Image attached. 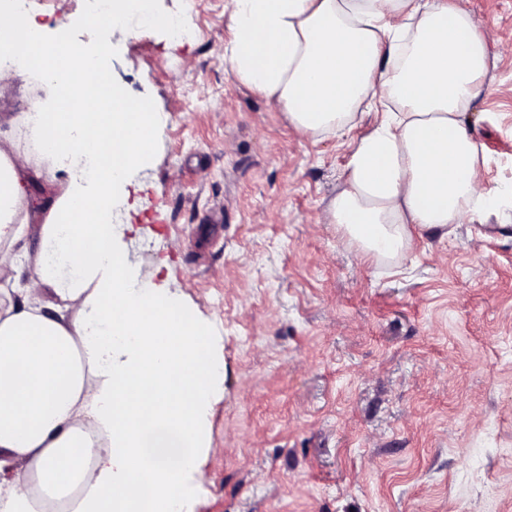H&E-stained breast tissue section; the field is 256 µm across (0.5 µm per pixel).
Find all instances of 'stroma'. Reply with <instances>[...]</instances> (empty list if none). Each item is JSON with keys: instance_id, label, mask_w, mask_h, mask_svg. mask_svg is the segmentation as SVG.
<instances>
[{"instance_id": "35a3bbf8", "label": "stroma", "mask_w": 512, "mask_h": 512, "mask_svg": "<svg viewBox=\"0 0 512 512\" xmlns=\"http://www.w3.org/2000/svg\"><path fill=\"white\" fill-rule=\"evenodd\" d=\"M192 35L131 17L114 37L82 0H42L50 37L103 49L126 97L161 118L120 207L128 261L202 322L224 370L182 512H512V208L414 235L402 273L321 218L353 139L294 132L224 65L231 0H154ZM490 31L465 115L487 184L512 186V0H466ZM46 85L0 83V138L68 174L16 124Z\"/></svg>"}]
</instances>
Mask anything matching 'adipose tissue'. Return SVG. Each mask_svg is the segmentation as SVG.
Masks as SVG:
<instances>
[{
	"label": "adipose tissue",
	"instance_id": "ef3b65f1",
	"mask_svg": "<svg viewBox=\"0 0 512 512\" xmlns=\"http://www.w3.org/2000/svg\"><path fill=\"white\" fill-rule=\"evenodd\" d=\"M0 0L12 65L64 76L22 122L69 180L34 202L32 179L0 149V512H29L36 487L65 512H179L196 466L200 419L223 366L206 327L130 266L114 200L149 156L160 126L151 102L111 86L98 56L42 37ZM170 27L151 0H112V32L128 15ZM224 62L312 137L350 130L358 112L386 110L356 143L326 215L364 255L405 254L412 229L476 219L512 200L487 186L463 115L488 70V33L462 0H232ZM112 116L110 137L84 128ZM30 269L28 284L19 274Z\"/></svg>",
	"mask_w": 512,
	"mask_h": 512
}]
</instances>
